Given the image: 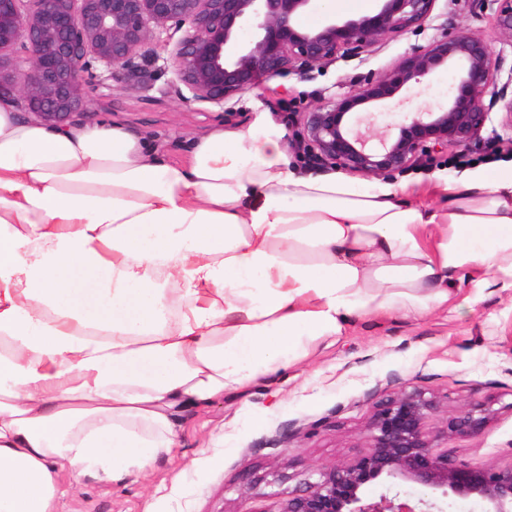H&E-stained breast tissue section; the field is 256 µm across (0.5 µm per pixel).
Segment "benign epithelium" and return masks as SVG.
Segmentation results:
<instances>
[{
  "label": "benign epithelium",
  "instance_id": "benign-epithelium-1",
  "mask_svg": "<svg viewBox=\"0 0 512 512\" xmlns=\"http://www.w3.org/2000/svg\"><path fill=\"white\" fill-rule=\"evenodd\" d=\"M314 0H0V94L51 126L91 116L90 93L123 89L163 42L171 93L185 103L224 110L262 80L303 72L358 53L422 26L437 0H375L356 18L327 17L317 27L300 18ZM498 4L495 26L512 43V0ZM446 65L461 72L447 106L410 112L380 125L367 105L420 84ZM491 45L460 27L417 47L358 91L297 113L289 145L333 170L384 177L450 148L480 142L491 118L488 99L512 116V80L499 84ZM492 410L470 405L442 413L434 396L400 388L374 407L366 451L350 463L318 465L291 491L269 494L260 512H443L431 500L400 494L374 500L375 483L417 484L443 498H478L484 512H512V464L475 467L448 456V439L482 433Z\"/></svg>",
  "mask_w": 512,
  "mask_h": 512
}]
</instances>
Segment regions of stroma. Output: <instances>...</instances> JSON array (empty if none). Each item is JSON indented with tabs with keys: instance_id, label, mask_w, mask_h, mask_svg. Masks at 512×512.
<instances>
[{
	"instance_id": "obj_1",
	"label": "stroma",
	"mask_w": 512,
	"mask_h": 512,
	"mask_svg": "<svg viewBox=\"0 0 512 512\" xmlns=\"http://www.w3.org/2000/svg\"><path fill=\"white\" fill-rule=\"evenodd\" d=\"M496 5L486 0L458 14L451 0H438L430 19L416 30L387 39L357 56L343 55L302 74L289 73L256 84L230 102L231 113L185 104L167 91L163 59H149L148 86L94 95L92 117L112 120L146 136L172 163L183 162L190 140L222 125L246 131L260 127L290 140L286 107L299 111L321 99L356 91L357 75L382 72L441 30L463 26L490 41L498 80L512 73V44L500 39ZM458 77L442 66L421 85L401 89L380 106L384 112L438 109ZM484 141L403 171L406 179L459 175L476 162L512 159V124L502 106L491 110ZM418 389L447 402L449 412L473 403L490 404L486 430L448 443L450 456L477 467L512 464V288L474 289L460 283L448 304L422 317L393 312L368 315L321 342L316 354L258 378L246 392H228L205 411L177 418V446L159 456L146 476L117 481L63 476L66 492L57 512H259L265 498L241 496L253 476H283L295 487L317 465L354 460L363 453L364 430L376 403L398 387Z\"/></svg>"
}]
</instances>
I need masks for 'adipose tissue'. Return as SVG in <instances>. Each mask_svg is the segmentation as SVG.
<instances>
[{
    "mask_svg": "<svg viewBox=\"0 0 512 512\" xmlns=\"http://www.w3.org/2000/svg\"><path fill=\"white\" fill-rule=\"evenodd\" d=\"M464 279L512 288V162L363 184L219 126L173 165L125 125L0 95V512H56L65 470L143 474L178 412Z\"/></svg>",
    "mask_w": 512,
    "mask_h": 512,
    "instance_id": "1",
    "label": "adipose tissue"
}]
</instances>
